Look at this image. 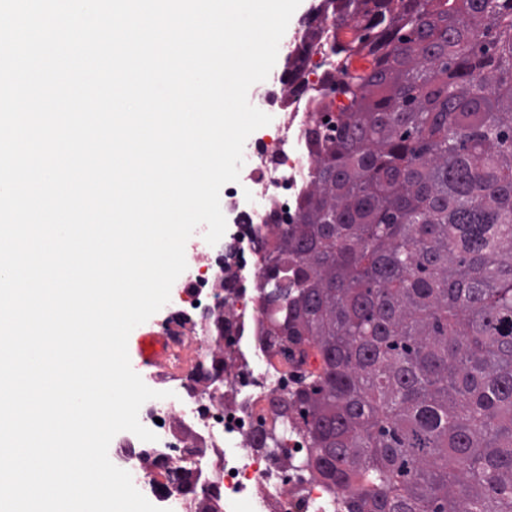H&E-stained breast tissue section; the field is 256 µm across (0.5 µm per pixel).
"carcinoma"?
Here are the masks:
<instances>
[{"label":"carcinoma","mask_w":512,"mask_h":512,"mask_svg":"<svg viewBox=\"0 0 512 512\" xmlns=\"http://www.w3.org/2000/svg\"><path fill=\"white\" fill-rule=\"evenodd\" d=\"M322 15L344 101L260 283L276 353L320 367L255 447L297 415L345 512H512V0H321L288 79Z\"/></svg>","instance_id":"1"}]
</instances>
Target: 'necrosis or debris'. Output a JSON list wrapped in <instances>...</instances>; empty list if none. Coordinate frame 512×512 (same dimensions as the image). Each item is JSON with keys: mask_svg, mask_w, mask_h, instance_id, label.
Here are the masks:
<instances>
[{"mask_svg": "<svg viewBox=\"0 0 512 512\" xmlns=\"http://www.w3.org/2000/svg\"><path fill=\"white\" fill-rule=\"evenodd\" d=\"M328 71L326 54L318 52L310 55L298 84L274 80L263 98L276 114L274 133L251 149L254 163L245 186L224 189L228 208H239L244 193L253 201L234 234L240 256L226 259L217 252L195 259L200 300L209 302L214 288L223 290V341L178 320L166 330L180 356L213 354L228 344L223 393H212L192 373L177 372L175 396L152 400L139 412L171 468L187 461V449H206L204 464L219 487L223 512H343L341 491L327 489L296 464L308 453L301 424L288 426L287 456H270L255 446L259 421L272 416V400L287 397L293 387L291 367L266 347L267 311L256 290L263 271L258 243L273 225L292 221L309 185L315 167L310 131Z\"/></svg>", "mask_w": 512, "mask_h": 512, "instance_id": "necrosis-or-debris-1", "label": "necrosis or debris"}]
</instances>
